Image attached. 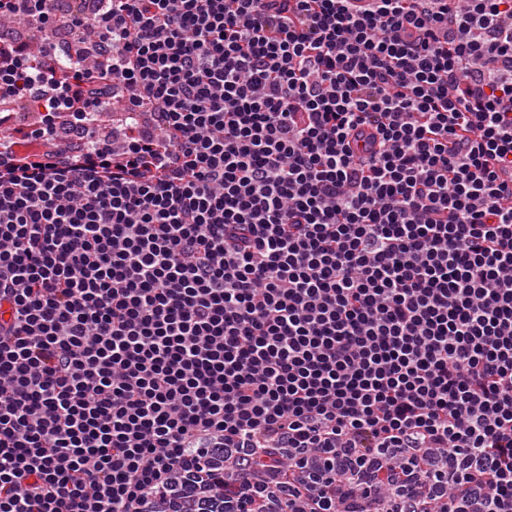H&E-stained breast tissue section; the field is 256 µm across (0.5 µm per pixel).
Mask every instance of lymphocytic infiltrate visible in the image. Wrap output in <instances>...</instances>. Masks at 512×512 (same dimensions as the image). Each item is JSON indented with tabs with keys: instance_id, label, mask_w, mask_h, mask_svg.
Returning <instances> with one entry per match:
<instances>
[{
	"instance_id": "f902f5d3",
	"label": "lymphocytic infiltrate",
	"mask_w": 512,
	"mask_h": 512,
	"mask_svg": "<svg viewBox=\"0 0 512 512\" xmlns=\"http://www.w3.org/2000/svg\"><path fill=\"white\" fill-rule=\"evenodd\" d=\"M67 24L0 38V512H512V0Z\"/></svg>"
}]
</instances>
